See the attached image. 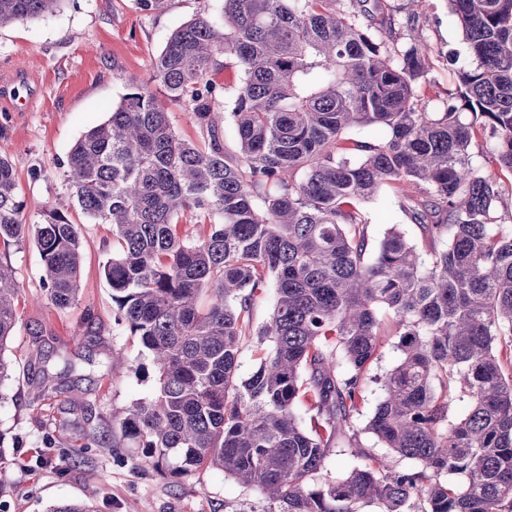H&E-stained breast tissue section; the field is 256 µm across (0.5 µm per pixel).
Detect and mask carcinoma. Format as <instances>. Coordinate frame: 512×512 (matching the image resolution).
Instances as JSON below:
<instances>
[{"label":"carcinoma","mask_w":512,"mask_h":512,"mask_svg":"<svg viewBox=\"0 0 512 512\" xmlns=\"http://www.w3.org/2000/svg\"><path fill=\"white\" fill-rule=\"evenodd\" d=\"M60 2L0 0V27ZM220 2L153 58L159 92L129 87L67 157L74 205L112 227L102 273L115 321L156 373L121 436L173 478L223 470L277 505L269 512H512V232L496 216L512 176V0H448L471 62L442 112L423 109L429 60L399 48L404 23L387 0ZM221 57L240 83L209 79ZM160 93L199 141L175 132ZM361 127L380 134L354 136ZM486 136L489 170L471 153ZM384 187L444 248L423 250L396 226L373 242L362 202ZM24 208L0 157V242L31 234L48 300L77 304L78 225L58 208L30 225ZM183 218L195 224L183 230ZM271 285L274 309L255 329V297ZM18 298L0 264V382ZM382 310L401 358L374 378L383 395L358 429ZM250 336L258 367L242 379ZM55 393L43 380L32 404ZM340 440L358 464L321 485ZM84 447L117 444L93 434Z\"/></svg>","instance_id":"cac0c4a2"}]
</instances>
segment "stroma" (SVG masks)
<instances>
[{"instance_id":"obj_1","label":"stroma","mask_w":512,"mask_h":512,"mask_svg":"<svg viewBox=\"0 0 512 512\" xmlns=\"http://www.w3.org/2000/svg\"><path fill=\"white\" fill-rule=\"evenodd\" d=\"M213 0H169L159 13L137 9L134 0H63L53 15L0 28V82L25 72L29 81L15 86L17 112L0 110V156L13 166L28 223L43 209H62L81 228L80 301L59 309L43 288L44 265L30 237L4 247L0 262L15 271L21 319L11 339L12 377L0 385V512H44L62 500L90 502L96 512H269L258 490L243 487L223 471L202 467L173 479L142 468L140 449L121 448L118 457L81 445L83 435L116 431L114 413L148 396L154 387L151 361L138 337L115 323L112 289L102 274L112 254V228L92 223L68 199L67 155L91 127L105 121L129 85L147 83L153 58L170 34ZM401 47L418 46L429 55L428 80L436 94L427 111L440 112L457 82L454 57L464 55L461 33L448 0H421L412 29ZM373 239L399 225L414 242L421 229L398 208L390 194L366 205ZM95 317L84 325L85 310ZM380 355L371 364L360 402L357 427H364L382 397L375 379L397 365L400 352L393 314L380 316ZM40 342L58 372L63 360L75 366L72 381L82 390L88 412L46 407L43 418L59 445L40 448L41 431L29 399L38 385L28 352ZM79 464L58 474L62 453ZM44 458L34 467L36 458Z\"/></svg>"}]
</instances>
